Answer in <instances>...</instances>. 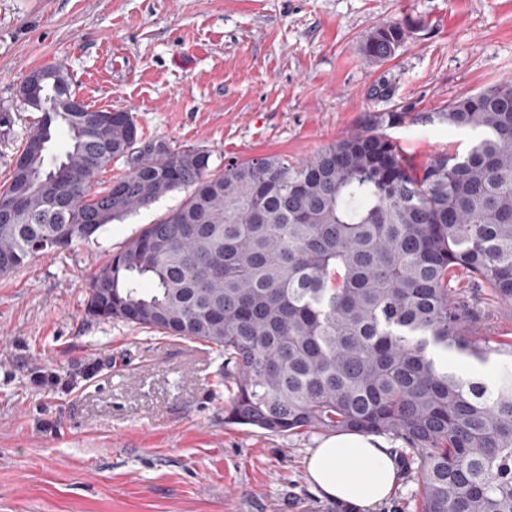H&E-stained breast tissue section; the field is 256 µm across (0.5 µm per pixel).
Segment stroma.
I'll list each match as a JSON object with an SVG mask.
<instances>
[{"instance_id":"1","label":"stroma","mask_w":512,"mask_h":512,"mask_svg":"<svg viewBox=\"0 0 512 512\" xmlns=\"http://www.w3.org/2000/svg\"><path fill=\"white\" fill-rule=\"evenodd\" d=\"M408 25L396 57L365 61L378 25ZM67 67L94 109L139 134L227 160L303 161L369 112L413 168L465 153L473 132L437 114L512 78V0H0V185L40 114L21 84ZM186 193L91 240L0 275V512H340L304 466L322 433L225 422L224 359L85 314L91 277Z\"/></svg>"}]
</instances>
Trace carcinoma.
Segmentation results:
<instances>
[{
  "label": "carcinoma",
  "mask_w": 512,
  "mask_h": 512,
  "mask_svg": "<svg viewBox=\"0 0 512 512\" xmlns=\"http://www.w3.org/2000/svg\"><path fill=\"white\" fill-rule=\"evenodd\" d=\"M405 39L387 22L360 50L386 62ZM39 72L42 119L0 188L17 215L0 223V274L188 189L93 275L109 289L88 294V317L207 344L230 423L402 439L419 512H512V338L487 335L471 299L512 306L511 79L438 113L475 139L419 172L382 132L404 113L370 112L303 163L214 174L204 150L142 140L128 112L75 108L64 66ZM120 158L128 173L90 191Z\"/></svg>",
  "instance_id": "cac0c4a2"
}]
</instances>
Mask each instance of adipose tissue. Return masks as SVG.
<instances>
[{"mask_svg": "<svg viewBox=\"0 0 512 512\" xmlns=\"http://www.w3.org/2000/svg\"><path fill=\"white\" fill-rule=\"evenodd\" d=\"M305 465L314 488L343 512H376L398 485L389 445L371 434L326 436L310 449Z\"/></svg>", "mask_w": 512, "mask_h": 512, "instance_id": "ef3b65f1", "label": "adipose tissue"}]
</instances>
